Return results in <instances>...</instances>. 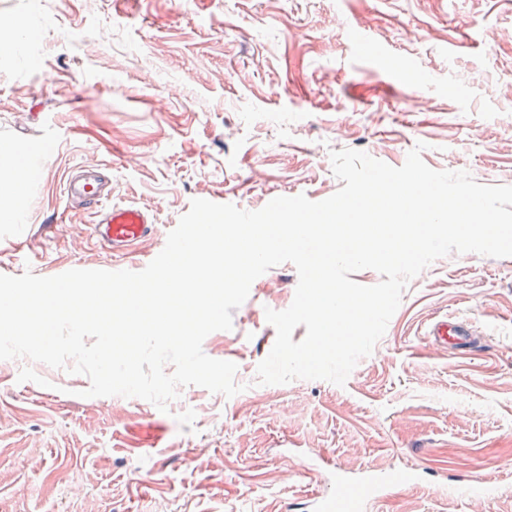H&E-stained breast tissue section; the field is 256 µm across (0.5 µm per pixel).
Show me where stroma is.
<instances>
[{
	"instance_id": "35a3bbf8",
	"label": "stroma",
	"mask_w": 512,
	"mask_h": 512,
	"mask_svg": "<svg viewBox=\"0 0 512 512\" xmlns=\"http://www.w3.org/2000/svg\"><path fill=\"white\" fill-rule=\"evenodd\" d=\"M25 34L0 35V146L26 191L0 220V274L143 270L193 199L255 211L320 201L342 183L331 151L403 165L417 143L435 170L512 185V0H0ZM105 166L112 201L159 229L118 256L92 239L68 170ZM298 274L258 277L233 328L203 342L234 362L242 392L180 389L83 397L87 376L0 360V512H300L327 466L354 478L416 466L376 512H477L446 490L480 471L487 512H512V257L450 254L413 278L384 336L345 385H262L257 366ZM485 340L448 358L435 315Z\"/></svg>"
}]
</instances>
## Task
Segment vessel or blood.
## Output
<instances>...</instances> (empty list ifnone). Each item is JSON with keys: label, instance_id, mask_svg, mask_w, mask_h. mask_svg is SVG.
Here are the masks:
<instances>
[{"label": "vessel or blood", "instance_id": "obj_1", "mask_svg": "<svg viewBox=\"0 0 512 512\" xmlns=\"http://www.w3.org/2000/svg\"><path fill=\"white\" fill-rule=\"evenodd\" d=\"M65 191L73 203L93 209L96 217L93 234L107 244L113 254L127 253L157 231L150 213L134 205L112 204L111 188L88 172L69 174ZM428 336L431 345L445 353H464L480 345L471 326L455 317L435 320L429 327ZM379 499L375 487H367L353 497L340 485L335 492L316 497L315 512H335L337 505L341 503L347 506L349 512H372L374 503Z\"/></svg>", "mask_w": 512, "mask_h": 512}]
</instances>
